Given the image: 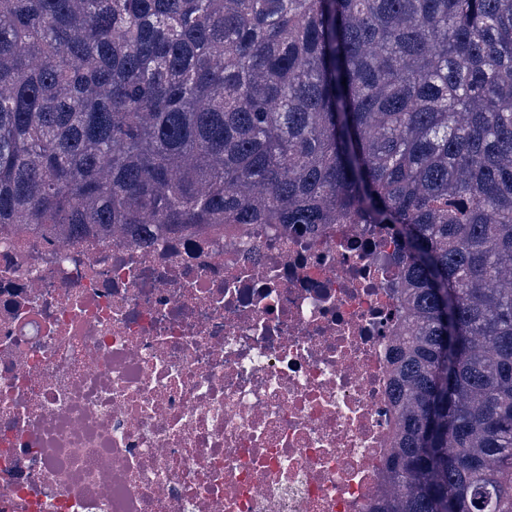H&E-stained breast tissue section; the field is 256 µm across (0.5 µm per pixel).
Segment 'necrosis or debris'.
Here are the masks:
<instances>
[{"label":"necrosis or debris","mask_w":512,"mask_h":512,"mask_svg":"<svg viewBox=\"0 0 512 512\" xmlns=\"http://www.w3.org/2000/svg\"><path fill=\"white\" fill-rule=\"evenodd\" d=\"M394 252L383 224L0 232V512H372Z\"/></svg>","instance_id":"obj_1"}]
</instances>
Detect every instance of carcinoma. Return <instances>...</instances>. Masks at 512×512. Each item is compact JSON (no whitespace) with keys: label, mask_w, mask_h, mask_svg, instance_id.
Masks as SVG:
<instances>
[{"label":"carcinoma","mask_w":512,"mask_h":512,"mask_svg":"<svg viewBox=\"0 0 512 512\" xmlns=\"http://www.w3.org/2000/svg\"><path fill=\"white\" fill-rule=\"evenodd\" d=\"M394 224L372 512H512V0H0V228Z\"/></svg>","instance_id":"1"}]
</instances>
